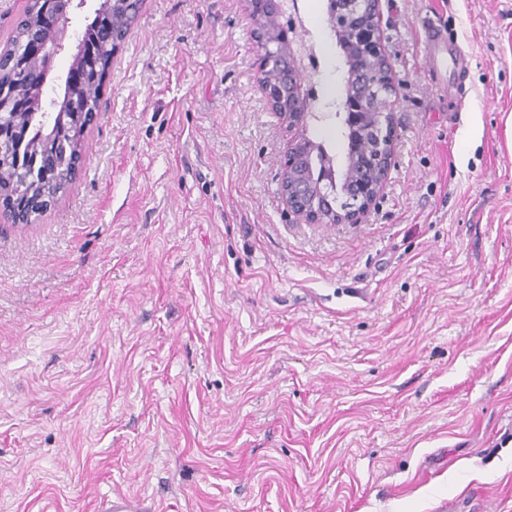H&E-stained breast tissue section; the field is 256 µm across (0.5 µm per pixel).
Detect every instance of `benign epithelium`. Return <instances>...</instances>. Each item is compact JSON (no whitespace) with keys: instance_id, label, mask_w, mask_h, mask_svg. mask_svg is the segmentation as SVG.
Wrapping results in <instances>:
<instances>
[{"instance_id":"obj_1","label":"benign epithelium","mask_w":512,"mask_h":512,"mask_svg":"<svg viewBox=\"0 0 512 512\" xmlns=\"http://www.w3.org/2000/svg\"><path fill=\"white\" fill-rule=\"evenodd\" d=\"M87 0H37L36 7L55 25L53 37H46L37 26H29L21 35L15 49L0 51V74L9 69L24 70L29 82L47 86V75L54 58L65 49L67 37L79 38L77 30L69 29L73 10L85 6ZM244 14L252 28L261 21L281 17L290 19L296 0H242ZM347 11L355 24L344 36L345 49L355 50L365 62L373 63V70L364 69L359 76H350L345 94L336 103V117L345 129L347 141L362 133L370 122L368 102L374 88L389 84V96L397 94V85L390 56L386 50L381 28V0H344L342 6L328 12L332 29L339 30L337 16ZM102 42L113 46L117 54L124 46L128 34L117 37L112 24L101 26ZM253 52L257 70V87L268 109L274 112L288 131L304 128L309 103H304L298 92L305 81H311L316 70L304 64L308 47L296 27L283 33L271 32L253 38ZM397 121L393 110L384 113L383 139L371 158L382 170L376 183L356 195V199L342 210L336 209V169L333 162L323 160L317 172L300 173L309 150L307 140L297 135L288 141L278 173L282 201L296 218L305 224H362L383 193L392 166L394 148L398 138ZM34 213L19 207L15 197L0 193V223L30 224Z\"/></svg>"}]
</instances>
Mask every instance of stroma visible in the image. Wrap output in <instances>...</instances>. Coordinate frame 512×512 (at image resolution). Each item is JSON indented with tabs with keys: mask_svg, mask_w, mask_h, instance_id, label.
Returning a JSON list of instances; mask_svg holds the SVG:
<instances>
[{
	"mask_svg": "<svg viewBox=\"0 0 512 512\" xmlns=\"http://www.w3.org/2000/svg\"><path fill=\"white\" fill-rule=\"evenodd\" d=\"M468 60L449 104L421 19ZM307 135L343 159L327 0ZM361 224H299L240 0H145L78 179L0 223V512H512V0H382ZM98 512H156L148 499L131 494H114L100 499Z\"/></svg>",
	"mask_w": 512,
	"mask_h": 512,
	"instance_id": "stroma-1",
	"label": "stroma"
}]
</instances>
